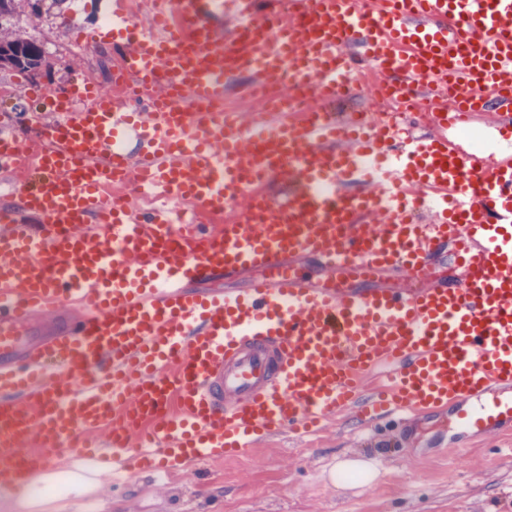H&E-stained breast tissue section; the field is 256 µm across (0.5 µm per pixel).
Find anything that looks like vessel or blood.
Masks as SVG:
<instances>
[{
    "label": "vessel or blood",
    "instance_id": "b4317fda",
    "mask_svg": "<svg viewBox=\"0 0 512 512\" xmlns=\"http://www.w3.org/2000/svg\"><path fill=\"white\" fill-rule=\"evenodd\" d=\"M110 9L140 107L75 83L53 121L0 127L1 172L35 157L0 211V483L62 448L119 482L248 457L351 410L511 437L512 157L448 133L486 115L512 141V0H153L145 28ZM368 70L405 117L330 111ZM228 71L263 92L249 120L221 109ZM310 77L316 96L278 108ZM111 180L231 219L174 224ZM309 258L405 285L330 288L297 273Z\"/></svg>",
    "mask_w": 512,
    "mask_h": 512
}]
</instances>
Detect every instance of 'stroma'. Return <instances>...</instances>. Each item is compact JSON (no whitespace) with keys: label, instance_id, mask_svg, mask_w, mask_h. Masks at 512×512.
<instances>
[{"label":"stroma","instance_id":"35a3bbf8","mask_svg":"<svg viewBox=\"0 0 512 512\" xmlns=\"http://www.w3.org/2000/svg\"><path fill=\"white\" fill-rule=\"evenodd\" d=\"M108 5L70 0L67 12L20 17L51 69L0 70V82L13 86L0 115L49 81H79L90 69L111 91L112 46L97 35ZM78 464L73 449L58 452L52 475L66 480L62 495L0 484V512H512V451L495 440L469 447L446 414L417 413L403 428L383 420L368 431L345 414L315 435L278 436L250 458L186 464L173 480L141 474L116 485L102 472L80 488Z\"/></svg>","mask_w":512,"mask_h":512}]
</instances>
